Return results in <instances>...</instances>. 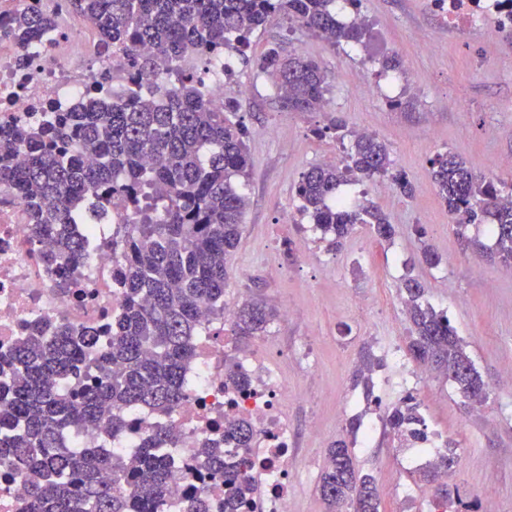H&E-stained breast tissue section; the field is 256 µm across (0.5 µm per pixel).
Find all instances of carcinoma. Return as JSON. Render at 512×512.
<instances>
[{
  "mask_svg": "<svg viewBox=\"0 0 512 512\" xmlns=\"http://www.w3.org/2000/svg\"><path fill=\"white\" fill-rule=\"evenodd\" d=\"M338 2L355 9L360 0H66L104 42L124 53L131 74L143 81L110 102L91 93L72 112L26 115L0 125V185L16 190L39 234L55 238L46 260L58 265L64 286L69 264L87 248L68 233V225L111 223L114 201L133 207L135 223L122 237L120 312L112 316L109 347L66 325L51 336L36 325L6 357L15 371L8 392H0V466L27 467L30 512H160L168 484L177 479L163 454L170 431L156 430L133 465L96 450L74 453L64 447L63 433L85 431L107 418L116 436L128 408L171 411L185 396L183 367L195 355L199 305L208 302L224 311L228 264L247 207L237 189V179L248 175L247 129L237 119L236 100L213 107L187 63L222 47H244L255 29L280 21L316 32L333 46L362 42L366 25L340 21ZM51 25L50 17L27 9L0 35L25 47ZM143 44L151 46V54L139 52ZM260 68L284 110L323 107L330 76L319 63L273 47ZM20 144L27 158L18 167L13 156ZM85 155L99 162L87 167L81 162ZM378 175L389 177L400 193L412 194L405 174L392 171L386 144L358 134L343 163L318 164L303 173L296 189L299 209L328 249H341L358 224L369 225L380 239L393 236V225L373 202L339 203L342 184ZM430 175L457 220L462 253L496 257L512 268V193H503L450 152L431 161ZM487 220L491 247L465 234L468 225ZM403 290L408 354L452 382L463 406L472 409L487 384L447 313L424 300L418 279H406ZM273 318L259 304L242 303L231 329L234 343L264 335ZM383 366L384 359L368 358L356 381L371 389L372 371ZM64 380L80 391L61 393L57 383ZM384 420L402 445L425 440L420 404L411 395L387 407ZM200 457L224 480L230 507L250 504L256 486L244 472L245 459L226 464L216 443L205 444ZM457 460L450 448L419 474L420 481L434 484L433 500L440 507L448 505L449 493L448 485L437 482L438 473L453 470ZM103 470L126 477L131 493L114 495L112 485L99 478ZM319 491L327 512H345L348 505L354 512H380L374 479L359 474L343 440L328 449Z\"/></svg>",
  "mask_w": 512,
  "mask_h": 512,
  "instance_id": "cac0c4a2",
  "label": "carcinoma"
}]
</instances>
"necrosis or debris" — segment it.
<instances>
[{
	"mask_svg": "<svg viewBox=\"0 0 512 512\" xmlns=\"http://www.w3.org/2000/svg\"><path fill=\"white\" fill-rule=\"evenodd\" d=\"M432 9L450 28L484 29L491 33L512 30V0H429ZM34 9L55 14L53 32L32 46L0 39V124L40 109L70 111L78 108L92 89L104 97L120 93L115 83L95 87L97 70L121 67L120 52L105 47L99 34L69 13L61 0H0V26L16 12ZM75 235L88 239L83 259L71 268V284L61 287L55 266L42 260L54 248L50 237H36L27 207L19 195L0 187V355L10 352L31 325L46 329L64 324L77 332L98 331L119 309L112 274L123 251L100 224H76ZM236 315L228 305L214 316L201 307L204 334L196 340L194 358L185 367V398L169 414L142 408L127 412L121 438L106 427L71 438L75 452L98 448L102 452L135 458L156 425L175 435L169 450L171 466L179 477L169 489L162 512H186L187 503L204 493L210 512H223L224 484L199 466L196 453L203 442H220L230 461L246 458V472L257 486L248 512H288L289 491L300 478L293 457L296 437L288 419L289 405L301 402L296 387L275 362L263 355L240 361L249 380L239 389L224 380V357L234 344L229 334ZM248 420L253 437L247 453H240L227 430Z\"/></svg>",
	"mask_w": 512,
	"mask_h": 512,
	"instance_id": "obj_1",
	"label": "necrosis or debris"
}]
</instances>
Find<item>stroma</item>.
Instances as JSON below:
<instances>
[{
    "label": "stroma",
    "mask_w": 512,
    "mask_h": 512,
    "mask_svg": "<svg viewBox=\"0 0 512 512\" xmlns=\"http://www.w3.org/2000/svg\"><path fill=\"white\" fill-rule=\"evenodd\" d=\"M360 13L368 26L363 44L333 47L284 22L253 31L235 60L225 95L239 102L250 172L238 183L248 206L224 300H253L273 311L287 303L296 311L288 325L272 322L245 347L249 353L287 349L278 364L304 397L288 409L301 440L295 512H325L320 477L327 450L339 439L351 448L357 470L374 477L382 512H432L408 449L380 427L362 448L349 430L350 417L371 418L375 399L396 402L406 385L426 420L455 444L458 464L448 477L449 489L459 495L455 512L475 501L512 512V390L500 384L503 369L512 365V270L461 253L430 177L432 159L449 152L476 174L512 184V165L504 163L512 157V32L489 38L479 30L448 28L427 0H361ZM275 46L327 70L323 111L281 109L259 67ZM394 55L402 60L397 78L381 81L380 63ZM365 85L370 93H362ZM389 95L398 98V107L386 105ZM336 121L348 132L373 129L387 143L394 168L414 186L406 196L381 176L341 188L351 200L368 199L382 209L394 227L392 240H378L360 225L342 249L331 251L298 210L295 187L302 173L343 154L339 132L331 128ZM284 237L314 252V259L303 267L282 266L274 245ZM425 242L442 255L439 267L418 262ZM408 275L423 284L430 304L447 313L488 384L481 412L466 413L451 382L422 371L409 357L400 291ZM368 350L385 360L373 374L369 397L354 377ZM313 425L319 439L311 443L306 436Z\"/></svg>",
    "instance_id": "1"
}]
</instances>
